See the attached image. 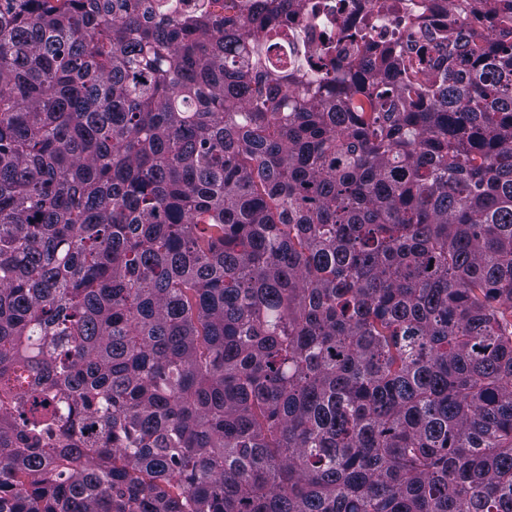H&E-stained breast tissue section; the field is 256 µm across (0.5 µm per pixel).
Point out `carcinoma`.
Returning a JSON list of instances; mask_svg holds the SVG:
<instances>
[{
	"label": "carcinoma",
	"mask_w": 512,
	"mask_h": 512,
	"mask_svg": "<svg viewBox=\"0 0 512 512\" xmlns=\"http://www.w3.org/2000/svg\"><path fill=\"white\" fill-rule=\"evenodd\" d=\"M301 3L0 0V512H512V0ZM476 1L305 0L301 10L288 16L284 33L271 39L268 50L275 61L288 68L299 64L310 79L318 80L323 51L344 72L350 56L367 45H391L403 52L411 34L463 28L484 35L490 15L485 4Z\"/></svg>",
	"instance_id": "1"
}]
</instances>
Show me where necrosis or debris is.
I'll use <instances>...</instances> for the list:
<instances>
[{"label":"necrosis or debris","instance_id":"4bbe7bcc","mask_svg":"<svg viewBox=\"0 0 512 512\" xmlns=\"http://www.w3.org/2000/svg\"><path fill=\"white\" fill-rule=\"evenodd\" d=\"M488 16L482 0H305L268 48L273 59L301 65L316 80L322 53H329L342 71L350 56L368 45H390L402 52L414 34L448 28L486 34Z\"/></svg>","mask_w":512,"mask_h":512}]
</instances>
